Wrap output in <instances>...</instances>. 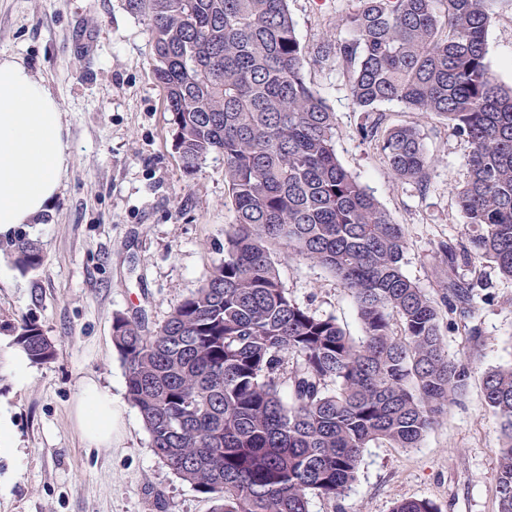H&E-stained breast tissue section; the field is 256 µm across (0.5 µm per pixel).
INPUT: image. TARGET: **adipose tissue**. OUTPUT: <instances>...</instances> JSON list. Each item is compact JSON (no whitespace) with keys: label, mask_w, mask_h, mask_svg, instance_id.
<instances>
[{"label":"adipose tissue","mask_w":512,"mask_h":512,"mask_svg":"<svg viewBox=\"0 0 512 512\" xmlns=\"http://www.w3.org/2000/svg\"><path fill=\"white\" fill-rule=\"evenodd\" d=\"M66 113L45 80L14 56H0V235L35 220L60 191L68 168ZM120 400L92 381L82 385L75 416L86 439L111 445Z\"/></svg>","instance_id":"1"}]
</instances>
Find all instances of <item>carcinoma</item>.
<instances>
[{"label": "carcinoma", "mask_w": 512, "mask_h": 512, "mask_svg": "<svg viewBox=\"0 0 512 512\" xmlns=\"http://www.w3.org/2000/svg\"><path fill=\"white\" fill-rule=\"evenodd\" d=\"M357 2L342 19L349 37L317 44L315 61L342 67L362 139L401 179L424 181L430 160L415 128L381 129L375 107L397 101L452 124L470 145L456 192L469 246H443L448 265L490 258L512 279V88L486 62L487 0ZM126 8L151 29L184 173L222 155L236 214L224 258L160 327L113 319L128 399L154 454L211 512H309L311 494L345 496L370 443L417 447L466 391L469 367L448 358L437 302L403 273L401 225L336 157L335 115L305 81L288 0ZM11 247L21 272L43 264L27 235ZM278 253L344 284L361 340L288 296ZM479 286L448 279V311L465 308ZM14 333L32 363L56 358L36 322L23 319ZM483 394L501 423L497 512H512V367L487 373ZM392 512L441 509L404 499Z\"/></svg>", "instance_id": "1"}]
</instances>
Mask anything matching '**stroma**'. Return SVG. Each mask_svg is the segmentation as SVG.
I'll return each instance as SVG.
<instances>
[{
    "mask_svg": "<svg viewBox=\"0 0 512 512\" xmlns=\"http://www.w3.org/2000/svg\"><path fill=\"white\" fill-rule=\"evenodd\" d=\"M354 4L288 0L301 45L345 36L342 18ZM489 14L486 61L512 87V0H491ZM0 54L45 79L67 114L70 145L58 196L38 223L21 227L40 242L43 265L21 273L0 237V408L16 446L0 454V512H211L154 454L133 405L118 438L97 448L82 437L74 399L89 380L125 396L114 316L140 314L157 327L221 259L235 223L224 159L183 172L152 73L151 32L125 0H0ZM304 77L336 115L339 162L402 226L404 274L434 299L441 278L482 283L464 314L441 323L449 358L470 366L465 394L418 447L371 444L346 496H310L309 512H391L399 500L422 498L441 512H497L500 424L483 381L512 366V279L489 259L449 265L444 251L465 240L455 190L467 177L469 145L442 117L379 104L383 127L416 128L432 159L425 183L402 180L360 138L361 114L335 64H306ZM278 269L293 301L361 336L354 298L332 273L303 259H279ZM23 318L41 325L58 352L30 364L21 381L11 360Z\"/></svg>",
    "mask_w": 512,
    "mask_h": 512,
    "instance_id": "1",
    "label": "stroma"
}]
</instances>
